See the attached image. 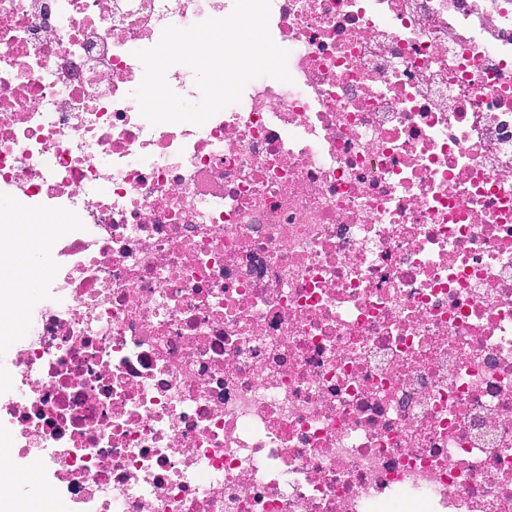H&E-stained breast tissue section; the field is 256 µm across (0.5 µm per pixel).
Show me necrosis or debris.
I'll return each instance as SVG.
<instances>
[{
    "instance_id": "4bbe7bcc",
    "label": "necrosis or debris",
    "mask_w": 512,
    "mask_h": 512,
    "mask_svg": "<svg viewBox=\"0 0 512 512\" xmlns=\"http://www.w3.org/2000/svg\"><path fill=\"white\" fill-rule=\"evenodd\" d=\"M234 0H0V499L512 512V0H271L291 82L151 125Z\"/></svg>"
}]
</instances>
